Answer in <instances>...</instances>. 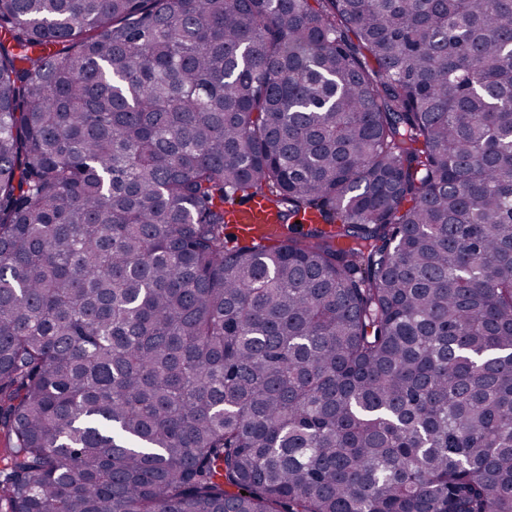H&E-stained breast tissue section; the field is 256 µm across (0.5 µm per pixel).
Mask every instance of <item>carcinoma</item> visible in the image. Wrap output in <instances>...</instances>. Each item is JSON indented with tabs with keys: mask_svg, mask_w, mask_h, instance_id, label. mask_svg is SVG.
<instances>
[{
	"mask_svg": "<svg viewBox=\"0 0 512 512\" xmlns=\"http://www.w3.org/2000/svg\"><path fill=\"white\" fill-rule=\"evenodd\" d=\"M0 426L7 512H512V0H0ZM231 205L224 203V210H231L227 220L236 234L241 237L262 235L271 242L279 239L283 227L273 223L274 220L264 200L255 198L233 208Z\"/></svg>",
	"mask_w": 512,
	"mask_h": 512,
	"instance_id": "carcinoma-1",
	"label": "carcinoma"
}]
</instances>
